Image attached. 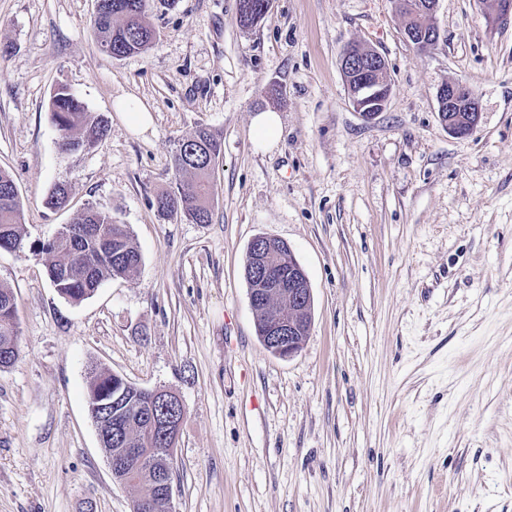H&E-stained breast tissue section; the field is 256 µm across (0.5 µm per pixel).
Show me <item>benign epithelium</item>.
Returning a JSON list of instances; mask_svg holds the SVG:
<instances>
[{"instance_id": "1", "label": "benign epithelium", "mask_w": 512, "mask_h": 512, "mask_svg": "<svg viewBox=\"0 0 512 512\" xmlns=\"http://www.w3.org/2000/svg\"><path fill=\"white\" fill-rule=\"evenodd\" d=\"M439 0H395L396 12L403 18V35L419 50L433 46L439 32L434 16ZM343 81L350 90L349 99L359 114L370 120L384 111L391 87L388 81L372 79L386 73L384 56L358 43L344 46L340 57ZM439 119L448 132L455 136L468 135L480 119L479 102L473 90L466 84L453 81L442 84L437 92ZM266 236L251 240L256 252V270L259 285L249 290L251 306L265 304L270 298L288 302V312L273 311L261 326L259 340L273 355L281 359L295 356L310 335L308 319L313 306L309 279L293 253H288V271H283L273 261L266 247ZM151 393L158 401L173 408L171 415H151L153 433L166 438L179 426V414L185 411L182 399L164 388H153ZM138 449L123 448L115 455L107 456L111 474L130 467Z\"/></svg>"}]
</instances>
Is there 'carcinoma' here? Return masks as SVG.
<instances>
[{
    "mask_svg": "<svg viewBox=\"0 0 512 512\" xmlns=\"http://www.w3.org/2000/svg\"><path fill=\"white\" fill-rule=\"evenodd\" d=\"M175 0H101L94 16V28L102 51L114 58L138 54L157 38L147 21L148 12L159 6L169 10ZM53 122L63 153L95 145L109 133L107 121L85 105L64 84L50 99ZM223 154L222 138L208 128H199L182 140L173 165L175 188L155 198L153 206L162 219L183 218L195 224L212 220L210 204L211 169L204 157L218 161ZM69 202L68 188L57 184L46 199L47 207L61 209ZM27 232L22 224V206L12 176L0 169V249L22 250ZM48 254L47 273L63 298L79 303L105 282L134 276L142 256L130 228L120 224L108 210L88 207L57 235L40 246ZM17 304L11 289L0 286V368L11 366L19 357ZM88 406L94 423L112 415L111 436L104 441V453L120 448H138L135 465L120 474L118 483L137 487L136 501H158L157 473L174 476L173 442L150 429L149 409H159L150 395L127 380L96 367L90 368Z\"/></svg>",
    "mask_w": 512,
    "mask_h": 512,
    "instance_id": "cac0c4a2",
    "label": "carcinoma"
}]
</instances>
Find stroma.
I'll use <instances>...</instances> for the list:
<instances>
[{
  "instance_id": "35a3bbf8",
  "label": "stroma",
  "mask_w": 512,
  "mask_h": 512,
  "mask_svg": "<svg viewBox=\"0 0 512 512\" xmlns=\"http://www.w3.org/2000/svg\"><path fill=\"white\" fill-rule=\"evenodd\" d=\"M95 0H0V169L29 250H0L20 356L0 369V512H131L99 445L89 369L177 393L175 512H512V20L487 0H439L421 51L393 0H273L257 26L236 0L151 11L142 53H102ZM379 51L391 94L364 120L344 46ZM466 83L480 120L438 118ZM67 84L110 131L62 153L49 102ZM125 108H117V100ZM150 127L128 128V109ZM272 110L281 136L256 147ZM218 133L212 221L160 219L179 142ZM67 208L44 200L56 184ZM128 225L143 263L80 304L47 275L42 242L86 207ZM288 243L313 324L293 358L255 331L252 238ZM439 119L455 136L468 135L480 119L479 102L466 84L453 81L442 84L437 92ZM447 107L448 115L444 114ZM252 135L260 147L271 149L276 144L280 135V117L277 112H259L252 123Z\"/></svg>"
}]
</instances>
